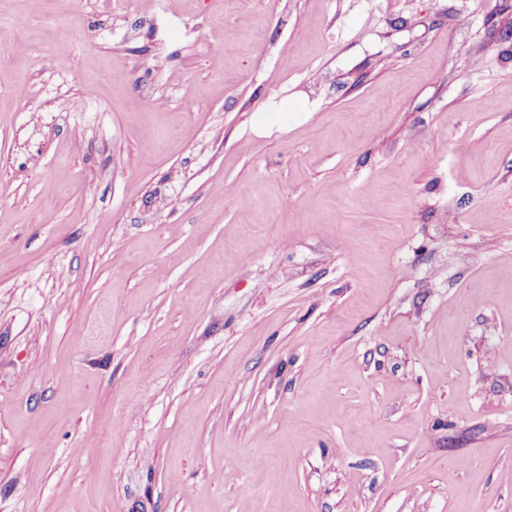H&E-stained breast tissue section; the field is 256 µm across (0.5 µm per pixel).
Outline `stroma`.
I'll use <instances>...</instances> for the list:
<instances>
[{
	"label": "stroma",
	"mask_w": 512,
	"mask_h": 512,
	"mask_svg": "<svg viewBox=\"0 0 512 512\" xmlns=\"http://www.w3.org/2000/svg\"><path fill=\"white\" fill-rule=\"evenodd\" d=\"M508 257L512 0H0V512H512Z\"/></svg>",
	"instance_id": "1"
}]
</instances>
